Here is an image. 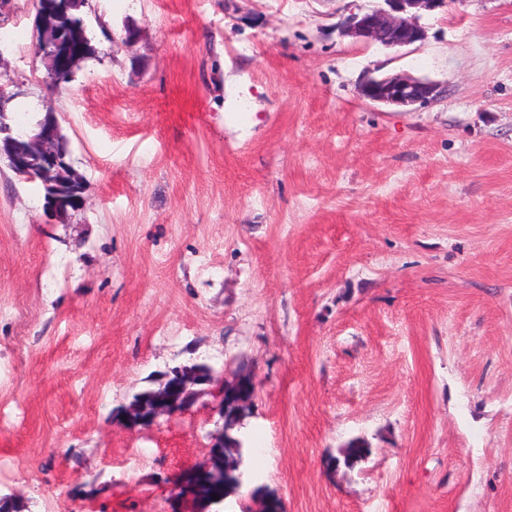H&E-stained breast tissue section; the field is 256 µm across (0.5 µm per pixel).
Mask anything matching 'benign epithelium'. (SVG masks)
<instances>
[{
    "mask_svg": "<svg viewBox=\"0 0 512 512\" xmlns=\"http://www.w3.org/2000/svg\"><path fill=\"white\" fill-rule=\"evenodd\" d=\"M387 8H376L363 14L354 15L346 25L347 33L358 41L380 43L384 46H408L425 37V30L418 24L415 13L420 10L432 11L448 4V0H383ZM358 93L363 98L380 105L406 107L438 98L442 86L436 82L394 74L384 77H370L362 82ZM13 97L0 87V143L12 142L14 133L11 126L3 123L7 105ZM44 159L51 163L65 160L59 149L58 122L41 121L36 129L25 135L23 149L19 152L0 148V159L7 162L11 171L20 177L29 171V160ZM44 186L47 207L60 215L83 207L84 199L70 207L62 203L51 192V173H45ZM226 366L193 361L173 367L154 379V386L147 391H137L130 399L117 408V413L130 427H151L164 417H171L203 401L215 382L224 384V389L235 387L241 372H233L232 378L225 377ZM218 415L215 429L210 433V447L224 446V401L214 406ZM198 505V512H224L225 497L214 498L206 494V487L199 482L185 491Z\"/></svg>",
    "mask_w": 512,
    "mask_h": 512,
    "instance_id": "obj_1",
    "label": "benign epithelium"
}]
</instances>
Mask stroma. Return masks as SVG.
I'll return each mask as SVG.
<instances>
[{
	"instance_id": "1",
	"label": "stroma",
	"mask_w": 512,
	"mask_h": 512,
	"mask_svg": "<svg viewBox=\"0 0 512 512\" xmlns=\"http://www.w3.org/2000/svg\"><path fill=\"white\" fill-rule=\"evenodd\" d=\"M380 5L86 0L95 54L54 90L9 0L0 81L54 113L85 205L56 220L0 161V491L192 512L174 489L215 397L149 429L113 412L198 358L251 373L275 450L224 512L258 487L280 512H512V0L420 12L411 46L344 34ZM398 73L445 93L359 96ZM442 88L433 81L394 74L367 78L360 84L358 93L373 103L406 107L437 99Z\"/></svg>"
}]
</instances>
